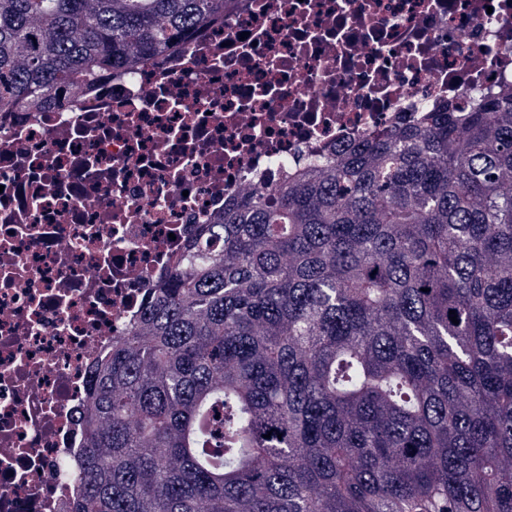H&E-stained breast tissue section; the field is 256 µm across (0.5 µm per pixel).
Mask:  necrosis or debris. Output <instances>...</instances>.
Here are the masks:
<instances>
[{"mask_svg":"<svg viewBox=\"0 0 512 512\" xmlns=\"http://www.w3.org/2000/svg\"><path fill=\"white\" fill-rule=\"evenodd\" d=\"M136 72L0 112V512H74L93 372L190 228L512 88V0H224Z\"/></svg>","mask_w":512,"mask_h":512,"instance_id":"necrosis-or-debris-1","label":"necrosis or debris"}]
</instances>
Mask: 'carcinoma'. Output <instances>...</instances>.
<instances>
[{
    "mask_svg": "<svg viewBox=\"0 0 512 512\" xmlns=\"http://www.w3.org/2000/svg\"><path fill=\"white\" fill-rule=\"evenodd\" d=\"M223 9L0 0V110ZM508 175L478 95L198 225L92 376L76 512H512Z\"/></svg>",
    "mask_w": 512,
    "mask_h": 512,
    "instance_id": "obj_1",
    "label": "carcinoma"
}]
</instances>
